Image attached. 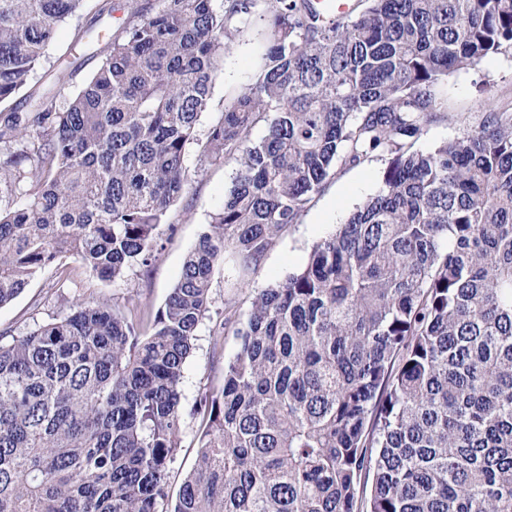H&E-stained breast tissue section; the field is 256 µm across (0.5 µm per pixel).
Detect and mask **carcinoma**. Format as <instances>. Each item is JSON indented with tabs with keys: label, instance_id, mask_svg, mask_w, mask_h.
<instances>
[{
	"label": "carcinoma",
	"instance_id": "cac0c4a2",
	"mask_svg": "<svg viewBox=\"0 0 512 512\" xmlns=\"http://www.w3.org/2000/svg\"><path fill=\"white\" fill-rule=\"evenodd\" d=\"M84 0H0V306L65 255L115 282L155 258L188 149L236 176L143 334L76 301L0 335V512H512V106L413 151L448 73L512 53V0H125L93 76L25 93ZM254 84L200 115L258 4ZM259 122L267 133L248 139ZM390 155L378 192L214 328L224 383L182 403L224 254L241 276L336 171ZM205 422L174 507L186 414Z\"/></svg>",
	"mask_w": 512,
	"mask_h": 512
}]
</instances>
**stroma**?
<instances>
[{"mask_svg": "<svg viewBox=\"0 0 512 512\" xmlns=\"http://www.w3.org/2000/svg\"><path fill=\"white\" fill-rule=\"evenodd\" d=\"M102 0H85L78 17L63 23L55 42L47 51L48 61L34 72L29 87L40 90L57 87L61 98L76 93L97 69L99 54L75 46L77 28L89 25ZM237 33L224 54L223 70L212 90L209 108L200 116L197 130L206 136L224 109V100L255 80L265 29L258 18H239ZM447 110L431 124L427 135L417 141L427 150L464 130L474 128L481 115L492 107L512 103V57L495 55L449 75L443 86ZM185 164L188 185L172 206L167 224L159 228L161 248L148 268L131 267L125 278L104 281L90 273L74 257L60 261L39 272L10 303L0 307V333L20 334L34 324L68 313L75 300L95 302L132 301L157 311L177 283L187 254L196 245L200 233L210 224L224 202V194L236 175L234 164L221 160L200 161L197 148H190ZM388 159L383 155L367 158L360 165L342 170L328 180L314 198L300 223L287 228L268 251L263 262L247 279H240L231 261L218 264L211 278L210 310L199 326L192 355L184 366L181 384L184 405H192L204 389L224 383V363L235 354L237 340L225 334L221 354H214L212 336L216 322L223 320L225 306L246 311L251 291L287 278L301 267L311 245L332 233L349 214L377 193ZM202 426L198 418L186 417L180 447L170 464L168 493L177 499L182 480L195 463Z\"/></svg>", "mask_w": 512, "mask_h": 512, "instance_id": "stroma-1", "label": "stroma"}]
</instances>
